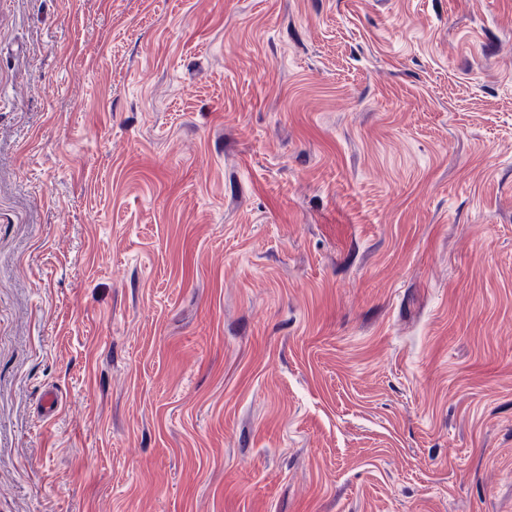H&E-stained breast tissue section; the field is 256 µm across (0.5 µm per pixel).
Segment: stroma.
Segmentation results:
<instances>
[{
	"label": "stroma",
	"instance_id": "35a3bbf8",
	"mask_svg": "<svg viewBox=\"0 0 512 512\" xmlns=\"http://www.w3.org/2000/svg\"><path fill=\"white\" fill-rule=\"evenodd\" d=\"M0 512H512V0H0Z\"/></svg>",
	"mask_w": 512,
	"mask_h": 512
}]
</instances>
